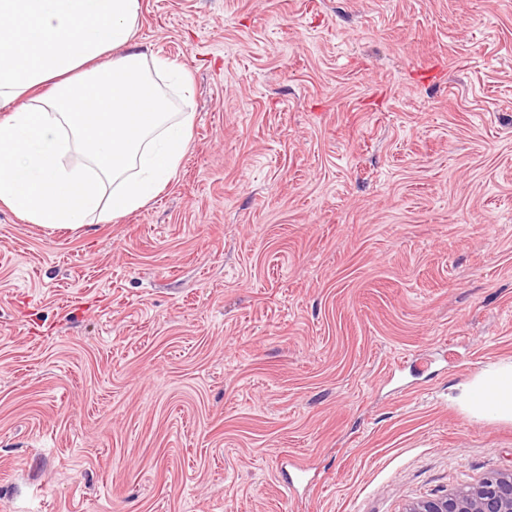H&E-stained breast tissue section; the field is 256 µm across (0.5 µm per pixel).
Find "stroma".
<instances>
[{"label":"stroma","mask_w":512,"mask_h":512,"mask_svg":"<svg viewBox=\"0 0 512 512\" xmlns=\"http://www.w3.org/2000/svg\"><path fill=\"white\" fill-rule=\"evenodd\" d=\"M189 149L77 231L0 206V512H401L512 470V0H141ZM309 471L289 487V460ZM454 389L456 394L450 399L464 406L473 417L512 421V364L484 371L472 381L459 384ZM482 390L494 393L492 403L478 399Z\"/></svg>","instance_id":"1"}]
</instances>
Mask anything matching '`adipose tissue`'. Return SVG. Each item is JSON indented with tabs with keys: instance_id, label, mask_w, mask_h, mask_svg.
I'll list each match as a JSON object with an SVG mask.
<instances>
[{
	"instance_id": "obj_1",
	"label": "adipose tissue",
	"mask_w": 512,
	"mask_h": 512,
	"mask_svg": "<svg viewBox=\"0 0 512 512\" xmlns=\"http://www.w3.org/2000/svg\"><path fill=\"white\" fill-rule=\"evenodd\" d=\"M140 0H0V205L76 230L143 208L189 148L157 75L134 49ZM79 153L76 164L65 163ZM473 417L512 421V364L457 385Z\"/></svg>"
}]
</instances>
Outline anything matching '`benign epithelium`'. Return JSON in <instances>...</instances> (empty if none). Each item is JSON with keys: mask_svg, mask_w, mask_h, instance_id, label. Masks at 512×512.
Listing matches in <instances>:
<instances>
[{"mask_svg": "<svg viewBox=\"0 0 512 512\" xmlns=\"http://www.w3.org/2000/svg\"><path fill=\"white\" fill-rule=\"evenodd\" d=\"M403 512H512V473L463 484L445 496L412 501Z\"/></svg>", "mask_w": 512, "mask_h": 512, "instance_id": "obj_1", "label": "benign epithelium"}]
</instances>
